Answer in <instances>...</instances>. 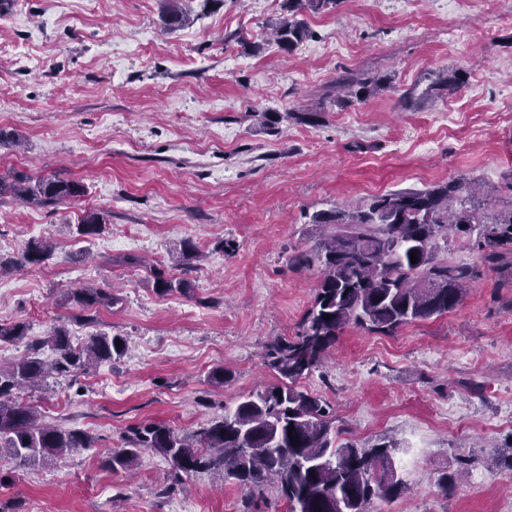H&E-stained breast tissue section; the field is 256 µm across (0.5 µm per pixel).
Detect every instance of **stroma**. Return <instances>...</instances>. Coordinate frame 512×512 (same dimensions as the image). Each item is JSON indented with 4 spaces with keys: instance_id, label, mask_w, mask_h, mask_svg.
<instances>
[{
    "instance_id": "1",
    "label": "stroma",
    "mask_w": 512,
    "mask_h": 512,
    "mask_svg": "<svg viewBox=\"0 0 512 512\" xmlns=\"http://www.w3.org/2000/svg\"><path fill=\"white\" fill-rule=\"evenodd\" d=\"M281 5L186 0L173 32L167 0L0 5V43L26 55L0 56V170L84 188L53 207L0 197V324L27 327L25 341L0 343V362L59 320L77 344L100 331L129 340L118 362L23 392L40 422L93 445L35 470L0 461V512H287L273 480H178L151 450L129 471L102 458L131 427L189 435L276 383L268 346L296 335L319 279L288 265L315 243L313 213L459 176L512 206V0H342L305 15L312 35L292 53L266 40ZM453 29L465 52L449 47ZM453 72L458 87L435 88ZM341 76L385 87L341 105ZM90 210L102 230L75 237ZM38 237L51 258L19 265ZM185 241L200 253L192 290L158 295L150 268ZM437 258L482 272L454 310L393 336L345 328L301 386L331 403L350 441L400 447L408 490L370 512H512V279L454 237ZM88 285L120 301L79 323L71 295ZM219 366L231 373L221 385L209 377Z\"/></svg>"
}]
</instances>
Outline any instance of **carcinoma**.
<instances>
[{"instance_id":"obj_1","label":"carcinoma","mask_w":512,"mask_h":512,"mask_svg":"<svg viewBox=\"0 0 512 512\" xmlns=\"http://www.w3.org/2000/svg\"><path fill=\"white\" fill-rule=\"evenodd\" d=\"M343 0H283L282 16L270 24L274 43L291 53L311 37L300 16L336 9ZM338 88L344 102L363 100L382 90L380 81L348 78ZM83 187L74 180L39 178L18 172L0 175V196L10 194L42 206L77 198ZM476 196L466 177L438 182L423 190H399L371 196L346 212H315L310 223L323 229L312 249L288 260L297 270L316 266L320 277L311 307L293 339L269 346L267 366L279 383L224 408V416L183 436L165 424L135 427L105 465L129 470L146 450L168 459L175 476L210 472L242 486L260 487L274 479L289 512H369L375 499L397 498L406 489L398 473L399 446L391 441L359 446L343 441L332 409L322 398L299 386L323 362L346 327L393 336L404 326L454 310L478 276L473 266L439 262L436 253L448 243V232L465 239L488 262L512 254V207L494 217ZM102 217L87 212L76 232L82 237L101 230ZM415 253L411 262L409 253ZM51 248L44 237L27 243L24 264L47 261ZM155 291L167 295L191 290L190 281L165 267H151ZM72 301L81 310L112 308L118 297L110 288H80ZM329 319H324V316ZM26 336V325L0 324V342ZM122 346H116V342ZM49 348L53 358L41 357ZM124 336L99 332L82 346L72 343L68 328H51L29 346L26 357L0 366V459L15 469H35L78 448L91 447L89 437L37 420L21 392L47 386L55 376L76 377L91 366L123 356Z\"/></svg>"}]
</instances>
